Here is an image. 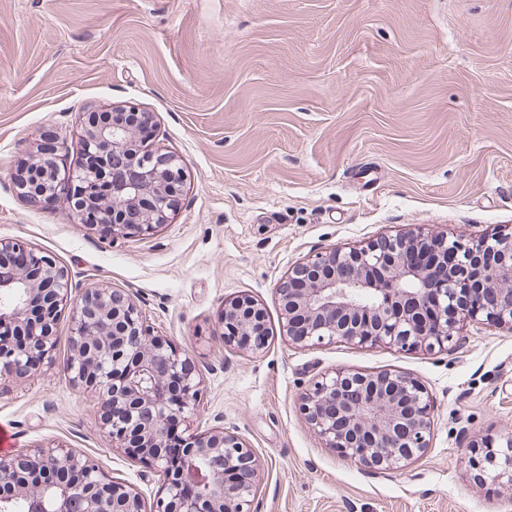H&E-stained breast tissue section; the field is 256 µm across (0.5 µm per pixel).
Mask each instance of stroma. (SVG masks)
<instances>
[{
	"mask_svg": "<svg viewBox=\"0 0 512 512\" xmlns=\"http://www.w3.org/2000/svg\"><path fill=\"white\" fill-rule=\"evenodd\" d=\"M151 114V147L185 186L150 236L74 223L68 193L31 205L20 167L53 141L81 162V115ZM424 225L512 232V0H0V239L51 253L74 291L118 287L200 378L194 432L237 433L261 462L256 512H512L471 445L512 435V335L460 329L443 350L301 348L276 283L308 255ZM247 293L271 340L224 344ZM72 309L33 377L0 376L14 452L63 444L153 503L163 479L113 448L92 391L71 382ZM399 370L432 404L425 452L376 473L324 446L300 396L325 373Z\"/></svg>",
	"mask_w": 512,
	"mask_h": 512,
	"instance_id": "1",
	"label": "stroma"
}]
</instances>
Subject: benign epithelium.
I'll list each match as a JSON object with an SVG mask.
<instances>
[{
    "instance_id": "7a95c632",
    "label": "benign epithelium",
    "mask_w": 512,
    "mask_h": 512,
    "mask_svg": "<svg viewBox=\"0 0 512 512\" xmlns=\"http://www.w3.org/2000/svg\"><path fill=\"white\" fill-rule=\"evenodd\" d=\"M128 112L84 116L79 178L61 172L51 150L14 180L28 203L68 178L80 223L106 220L107 233L148 236L183 194L171 154L147 151ZM282 330L294 345L336 340L401 351L443 349L472 323L512 334V234L448 240L418 228L305 258L277 287ZM68 270L52 255L0 240V374L28 379L50 357L59 315L71 301ZM224 345L252 353L269 345L265 308L249 294L224 301ZM71 381L98 392L112 444L163 475L146 508L141 493L108 477L75 448L35 446L0 461V503L28 512H252L259 461L239 435L188 429L199 380L189 358L151 334L136 302L114 287L87 288L76 305ZM300 408L314 432L343 458L381 472L421 456L431 433L426 387L399 371L337 369L315 381ZM474 469L512 485V437L475 445Z\"/></svg>"
}]
</instances>
